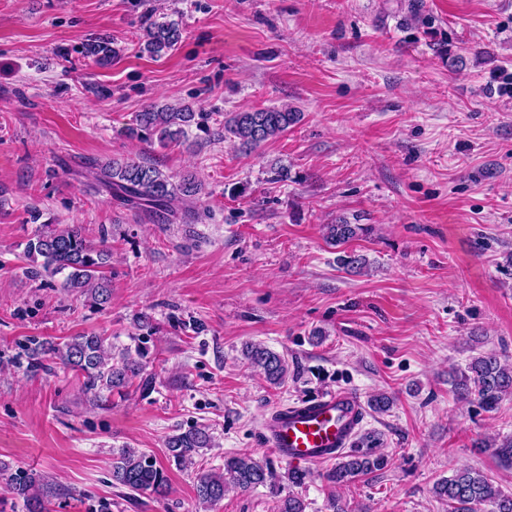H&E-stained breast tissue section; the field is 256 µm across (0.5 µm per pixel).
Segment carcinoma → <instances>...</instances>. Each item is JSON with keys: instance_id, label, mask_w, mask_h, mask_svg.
<instances>
[{"instance_id": "carcinoma-1", "label": "carcinoma", "mask_w": 512, "mask_h": 512, "mask_svg": "<svg viewBox=\"0 0 512 512\" xmlns=\"http://www.w3.org/2000/svg\"><path fill=\"white\" fill-rule=\"evenodd\" d=\"M405 24H413L433 35L431 16L423 7V0H408ZM182 36L179 22L175 20L153 21L146 29L142 51L153 58H160L173 50ZM86 51L100 65L112 63L116 51L107 39L87 44ZM195 120L189 108L172 105L151 106L136 113L133 125L127 128L136 138L157 139L167 147L185 134V128ZM301 113L282 105L280 107L232 112L224 119V137L236 140L246 150L260 147L270 139L284 135L300 122ZM95 179L121 203L138 209L150 217L171 224H196L208 216L198 206L203 192L201 183L193 177L180 182L164 173L158 166L129 159L112 158L95 164ZM370 228L362 224H350L340 218L334 224L324 225L326 243L339 249L336 264L347 272H358L366 264V257L348 249L349 243L368 234ZM28 258H42V263L30 270L36 277L65 274L62 288L89 295L94 304L103 305L111 295L104 269L109 265L112 252L102 237L94 242L76 225H66L50 232L41 233L29 240L26 247ZM30 370L46 371L45 357L60 363L83 378L84 389L101 399L133 384L143 373V359L147 351L143 347L123 348L112 354V344L96 333H80L62 343L44 342L32 338L23 348ZM243 355L250 367L258 370L266 382L279 387L288 379V359L262 343H251ZM452 385L457 397L467 399L476 396L480 407L492 412L502 399L512 394V364L493 351L483 352L472 358L468 372L453 376ZM212 447L211 436L204 427L192 426L165 440L168 461L177 466L193 464L203 448ZM482 447L490 450L503 466L512 468V436L500 440L483 441ZM389 464L386 456L371 451L354 452L339 458L327 474V480L344 486L355 478L382 470ZM114 484L131 492H150L159 497L168 494V479L157 460L144 452L123 448L112 465ZM15 497L23 500L28 512H49L48 504L55 487L31 470L17 468L8 476ZM265 486L273 496L280 494L281 485L271 466L250 455L224 457V471H200L196 475L197 500L214 506L224 500L228 488L242 492ZM435 496L448 504V512H512V495H506L494 485V481L475 468H461L451 476L441 479L434 486Z\"/></svg>"}]
</instances>
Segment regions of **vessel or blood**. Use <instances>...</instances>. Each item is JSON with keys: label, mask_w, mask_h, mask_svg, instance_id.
<instances>
[{"label": "vessel or blood", "mask_w": 512, "mask_h": 512, "mask_svg": "<svg viewBox=\"0 0 512 512\" xmlns=\"http://www.w3.org/2000/svg\"><path fill=\"white\" fill-rule=\"evenodd\" d=\"M365 418L355 392L336 390L272 411L262 439L278 458L291 463H324L349 448Z\"/></svg>", "instance_id": "1"}]
</instances>
